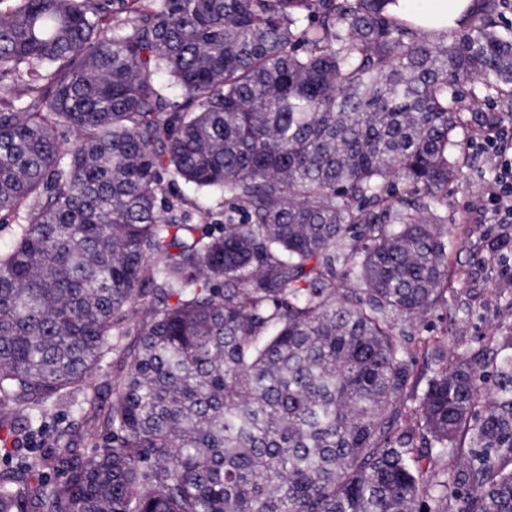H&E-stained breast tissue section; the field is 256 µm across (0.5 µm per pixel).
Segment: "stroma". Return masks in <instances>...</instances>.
<instances>
[{
    "label": "stroma",
    "instance_id": "obj_1",
    "mask_svg": "<svg viewBox=\"0 0 512 512\" xmlns=\"http://www.w3.org/2000/svg\"><path fill=\"white\" fill-rule=\"evenodd\" d=\"M462 156L461 177L448 187L447 286L427 313L395 321L412 359L413 394L417 397L440 362H452L457 353L476 356L484 368H491L494 336L512 327V261L502 260L495 249L503 227L494 223L483 200V188L492 170L471 151H463ZM133 342L130 336L114 338L113 352L87 380L89 392L108 399L113 382L123 375L119 352ZM439 353L444 356L440 362L435 359ZM72 423L81 424L90 435L98 431L97 424L84 420L81 414L62 410L37 432L43 448H34L22 436L15 445L0 447V461L51 455L58 429Z\"/></svg>",
    "mask_w": 512,
    "mask_h": 512
}]
</instances>
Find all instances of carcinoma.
<instances>
[{
    "label": "carcinoma",
    "instance_id": "obj_1",
    "mask_svg": "<svg viewBox=\"0 0 512 512\" xmlns=\"http://www.w3.org/2000/svg\"><path fill=\"white\" fill-rule=\"evenodd\" d=\"M391 2L0 0V443L67 403L105 428L1 463L0 512H512V331L490 374L436 356L412 428L394 327L444 288L457 132L512 106V24L476 0L431 39ZM178 191L190 196L201 207L208 208L214 214V220L218 223L224 222V197L220 194H193L183 183L176 186ZM136 336H123L114 337L111 344L114 343V351H112L106 359L102 362L101 366L87 379V391L92 393H99V397L104 401H108L112 383L117 382L122 376L123 371L120 367L119 352L126 347L133 344ZM467 446V441L465 443H463L462 441V448H456L454 453H448V458H445L443 460H437L435 458V455H433L432 457H424L420 467L423 481L427 484L434 481V472L437 469L446 466H448V469L453 468L455 463L461 460L466 455L468 450Z\"/></svg>",
    "mask_w": 512,
    "mask_h": 512
}]
</instances>
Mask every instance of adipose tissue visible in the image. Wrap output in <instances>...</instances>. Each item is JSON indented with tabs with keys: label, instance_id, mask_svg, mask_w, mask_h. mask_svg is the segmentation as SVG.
I'll use <instances>...</instances> for the list:
<instances>
[{
	"label": "adipose tissue",
	"instance_id": "1",
	"mask_svg": "<svg viewBox=\"0 0 512 512\" xmlns=\"http://www.w3.org/2000/svg\"><path fill=\"white\" fill-rule=\"evenodd\" d=\"M474 0H393L390 14L405 18L425 34L459 28L467 19Z\"/></svg>",
	"mask_w": 512,
	"mask_h": 512
}]
</instances>
